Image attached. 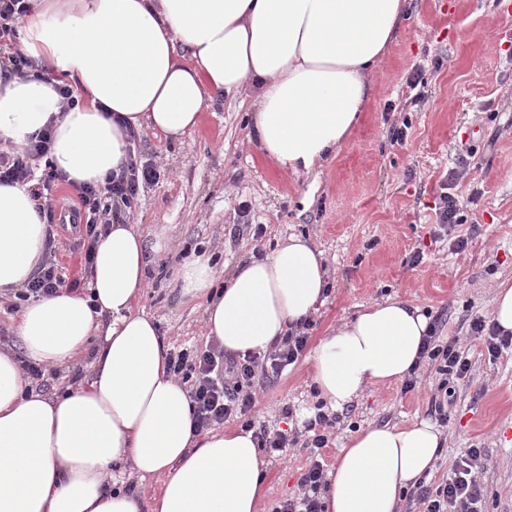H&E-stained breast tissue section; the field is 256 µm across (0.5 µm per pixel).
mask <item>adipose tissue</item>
Masks as SVG:
<instances>
[{
    "mask_svg": "<svg viewBox=\"0 0 512 512\" xmlns=\"http://www.w3.org/2000/svg\"><path fill=\"white\" fill-rule=\"evenodd\" d=\"M17 29L25 77L0 82V141L28 147L52 131L48 160L66 180L105 185L148 126L171 139L207 103L251 85L262 152L296 174L320 168L356 126L370 76L395 42L406 0H30ZM71 84L67 107L57 85ZM47 223L26 187L0 184V296L40 267ZM144 237L115 224L96 244L87 294L25 302L15 329L27 356L62 368L94 352L85 385L46 397L0 352V512H260L268 496L253 431L193 430L187 391L167 371L155 321L136 303L147 276ZM209 257L187 261L186 293L207 298L205 326L225 351L267 350L323 301L322 254L300 234L237 264L215 288ZM429 318L387 298L329 329L308 356L331 410L369 387L402 381ZM445 443L427 418L359 429L322 494L325 512H401ZM162 476L150 505L108 485L112 467Z\"/></svg>",
    "mask_w": 512,
    "mask_h": 512,
    "instance_id": "obj_1",
    "label": "adipose tissue"
}]
</instances>
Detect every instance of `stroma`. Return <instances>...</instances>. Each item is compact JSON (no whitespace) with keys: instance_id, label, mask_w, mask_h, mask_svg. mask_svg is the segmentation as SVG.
<instances>
[{"instance_id":"35a3bbf8","label":"stroma","mask_w":512,"mask_h":512,"mask_svg":"<svg viewBox=\"0 0 512 512\" xmlns=\"http://www.w3.org/2000/svg\"><path fill=\"white\" fill-rule=\"evenodd\" d=\"M512 0H408L407 19L380 60L362 118L318 175L280 169L256 145L245 107L247 86L207 106L199 125L179 140L146 129L139 160L156 164L158 182L141 190L130 221L140 226L162 278H151L137 307L154 317L169 350L206 346L205 302L184 295L173 275L203 249L234 267L261 256L292 233L309 236L324 254L329 290L313 312L312 340L352 319L361 305L396 297L440 317L471 364L448 380V437L429 476L445 480L466 449H483L485 512H512V348L490 357L469 335L474 317L492 315L493 287L512 277ZM423 67L427 98L411 105L406 79ZM408 122L406 140L391 141L392 124ZM464 205L465 251L437 231L435 203L449 170ZM264 234H255L256 225ZM431 378L367 389L330 412V441L321 454L334 466L340 448L369 424L409 422L431 410ZM256 424L282 430L296 445L267 459L270 487L262 512L301 492L313 457L308 417L319 395L310 365L289 366L256 391ZM291 415H284L283 407Z\"/></svg>"}]
</instances>
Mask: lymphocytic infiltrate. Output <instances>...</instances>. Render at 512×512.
Returning a JSON list of instances; mask_svg holds the SVG:
<instances>
[{
	"label": "lymphocytic infiltrate",
	"mask_w": 512,
	"mask_h": 512,
	"mask_svg": "<svg viewBox=\"0 0 512 512\" xmlns=\"http://www.w3.org/2000/svg\"><path fill=\"white\" fill-rule=\"evenodd\" d=\"M29 8V0H0L1 80L24 76L30 66L28 59L12 52L10 47L16 32V17ZM50 144L51 136L45 132L24 154L0 149V183L28 185L38 209L51 222L55 219V193L64 177L44 162ZM159 177L155 165L133 156L106 185L99 188L87 184L74 186L77 216L85 226L87 241H95L102 230L108 228L112 217L131 213L138 203L141 188L155 183ZM66 285L75 290L80 282L65 280L59 271L56 244L47 241L44 263L20 298L25 301L48 296ZM313 327L309 318L297 322L270 350L259 355H228L216 345L171 352L168 368L189 389L194 403L195 431L203 432L225 421L238 420L244 429L254 430L264 454L286 455L291 445L287 435L264 426L255 427L250 419L255 405L252 387L257 380L281 376L288 366L295 364L307 349ZM420 363L439 375L437 388L441 391L448 386V376L463 378L470 370L458 339H441L435 324L430 325L423 342ZM484 465L483 449L469 448L456 460L448 479L437 484L419 482L415 497L423 512H483L484 487L479 475ZM301 484L303 494L281 503L274 512H324L319 493L325 485V473L320 461H312L301 477Z\"/></svg>",
	"instance_id": "f902f5d3"
}]
</instances>
